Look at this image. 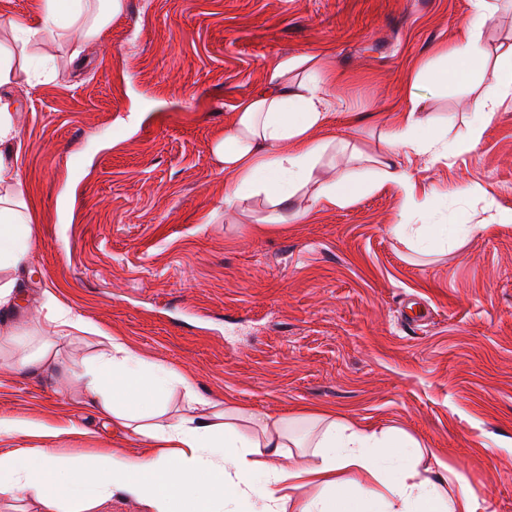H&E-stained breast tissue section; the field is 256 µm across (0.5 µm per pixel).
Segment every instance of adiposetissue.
I'll use <instances>...</instances> for the list:
<instances>
[{
	"mask_svg": "<svg viewBox=\"0 0 512 512\" xmlns=\"http://www.w3.org/2000/svg\"><path fill=\"white\" fill-rule=\"evenodd\" d=\"M123 0H40L37 14L11 22L16 41L30 43L44 35L76 33L84 46L97 44ZM496 10L495 0H478V10L460 31L450 56L425 64L422 77L434 84L448 80L474 82V102L466 138L449 141L448 131L433 128L410 96L382 153L367 158L370 170L396 183L408 207L432 210L440 196L418 200L407 174L398 171L399 154H423L438 161L472 150L495 107L512 95V43L502 46V65L486 74L483 29ZM315 56L284 58L271 67L270 80L236 106L234 121L213 147L229 184L225 208L260 198L269 210V225L279 227L299 217L295 203L308 192V204L344 206L367 190L368 182L343 174L316 182L315 171L335 147L352 148L351 140L318 137L332 107L333 83L321 73ZM22 106L0 95V309L13 305L14 271L30 260L28 205L20 179L25 146L19 124ZM465 224H393L391 234L409 237L424 247L447 246L468 232ZM53 341L23 359L26 367L56 362V339L88 334L102 350L86 371L72 379L83 388L84 403L113 428L146 439L154 453L135 460L119 450L103 448L91 458L54 453L45 448L0 451V496L20 497L36 491L46 512L61 500L75 512H104L113 494L135 500L145 512H285L289 490L312 488L301 512H486L458 471L443 465L437 478L420 471L422 445L394 428L379 431L354 426L328 409L295 416L257 415L202 396L194 381L153 362L88 320L81 310L55 299L41 305ZM182 388L194 417L168 414L164 398ZM289 448L310 449L308 465L284 466Z\"/></svg>",
	"mask_w": 512,
	"mask_h": 512,
	"instance_id": "adipose-tissue-1",
	"label": "adipose tissue"
}]
</instances>
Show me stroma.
Returning <instances> with one entry per match:
<instances>
[{"mask_svg": "<svg viewBox=\"0 0 512 512\" xmlns=\"http://www.w3.org/2000/svg\"><path fill=\"white\" fill-rule=\"evenodd\" d=\"M475 2L125 0L100 49L55 34L16 47V66L53 67L10 89L25 111L21 177L35 220L18 278L28 305L0 316L13 328L0 335V417L60 434L2 437L0 450L151 453L82 405L79 385L15 369L48 334L33 313L48 291L191 375L207 398L260 415L327 407L399 429L424 446L422 469L455 466L488 512H512V95L470 152L399 157L417 197L443 194L442 223L475 227L444 252L388 233L430 217L384 180L264 230L261 201L225 211L212 152L272 64L310 54L335 74L330 134L379 153L414 75L452 46ZM509 41L512 0H500L483 31L489 67ZM416 91L449 138L467 135L474 85ZM410 298L430 310L414 331L401 321Z\"/></svg>", "mask_w": 512, "mask_h": 512, "instance_id": "stroma-1", "label": "stroma"}]
</instances>
